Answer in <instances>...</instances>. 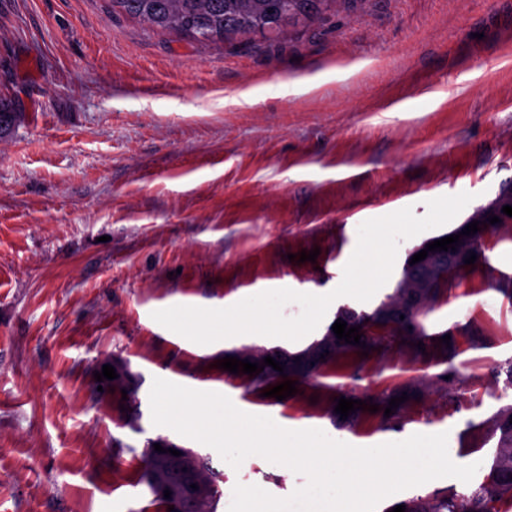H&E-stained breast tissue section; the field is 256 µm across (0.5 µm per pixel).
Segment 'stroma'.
<instances>
[{
    "mask_svg": "<svg viewBox=\"0 0 512 512\" xmlns=\"http://www.w3.org/2000/svg\"><path fill=\"white\" fill-rule=\"evenodd\" d=\"M1 90L16 120L0 138V512H154L142 454L160 436L210 458L216 512L239 483L279 498L306 485L153 425L157 377L358 447L444 432L452 461L488 462L512 406V224L445 285L424 347L342 353L283 401L216 366L275 339L199 345L152 314L323 295L363 222L462 192L456 223L486 205L512 182V0H338L228 42L154 31L108 0H0ZM105 357L136 374L134 400L99 395ZM340 395L404 402L343 419ZM466 488L435 479L376 512Z\"/></svg>",
    "mask_w": 512,
    "mask_h": 512,
    "instance_id": "1",
    "label": "stroma"
}]
</instances>
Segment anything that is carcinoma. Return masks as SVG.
<instances>
[{
    "instance_id": "obj_1",
    "label": "carcinoma",
    "mask_w": 512,
    "mask_h": 512,
    "mask_svg": "<svg viewBox=\"0 0 512 512\" xmlns=\"http://www.w3.org/2000/svg\"><path fill=\"white\" fill-rule=\"evenodd\" d=\"M337 0H109L112 11L142 20L160 32L176 31L185 37L203 42L225 41L235 35H259L272 38L284 31L290 22H312L323 16ZM12 100L0 93V135L9 130L12 122ZM496 231V226L481 228L473 235L460 238L458 249L482 256L485 238ZM455 276L460 270L454 268L453 261L446 259L439 266L436 275L427 279L416 289L404 288L397 283L393 294L386 297L371 312L358 311L343 306L336 317L347 322V326H361V341L365 347H381L390 336H409L415 340L426 337L421 318L430 311L429 304L439 293V274ZM399 307L404 309L406 319L412 329L393 326L380 321L385 309ZM358 349L337 339L333 329H327L322 338L313 341L305 349L286 355L266 348H247L235 350L231 356L250 362H262L267 356L273 357L284 365L287 377L270 366L249 377L250 385L259 389L273 388L285 380L310 379L319 374L338 353ZM329 353L326 360H320L321 354ZM124 374L112 380V397L122 398L121 390L127 391V397L135 393V376L128 365H123ZM500 439L483 479L471 486L466 494L445 497L424 510L419 500L403 502L406 512H509L512 509V407L499 417ZM163 438L151 440L143 450V481L153 494V501L160 512H168L171 506H177L181 494L168 482L162 480L166 471L169 453L154 450L155 443ZM194 475L207 490L199 503L197 512H214L213 504L218 496V473L211 466L208 457L203 456L194 463ZM171 491V497L164 498V490Z\"/></svg>"
}]
</instances>
